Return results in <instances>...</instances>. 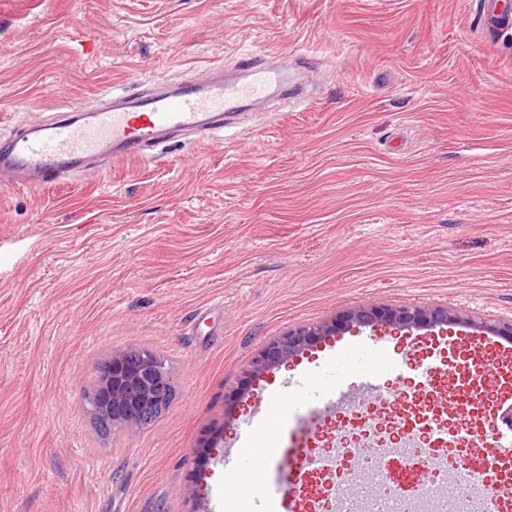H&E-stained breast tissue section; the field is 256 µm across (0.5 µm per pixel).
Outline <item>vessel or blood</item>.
Masks as SVG:
<instances>
[{"label":"vessel or blood","mask_w":512,"mask_h":512,"mask_svg":"<svg viewBox=\"0 0 512 512\" xmlns=\"http://www.w3.org/2000/svg\"><path fill=\"white\" fill-rule=\"evenodd\" d=\"M476 9L488 33L505 36L512 32V0H476ZM238 69L239 78H225L224 65L219 62L205 75H192L175 86L161 76L141 72L135 77L140 86L137 93L105 95L94 108L61 107L54 120L32 122L0 143V184L37 188L96 167L145 159L149 147L176 138L220 137L248 105L265 101L273 88H281L286 96L292 93L285 81L287 67L267 66L255 57L245 59ZM332 360L353 365L356 379L349 382L338 375L329 378L317 369L292 379L279 394L285 405L297 394L307 396V417L301 430V445L305 448L315 439L323 415L361 412L386 394L387 376L400 380L410 370L429 385L439 374L429 364L408 367L389 342L380 338L346 344L333 353ZM458 367L464 385L478 376L492 388L500 379L495 365L488 362L463 358ZM267 421V414H260L244 425L239 443L226 446L225 472L239 475L258 470V459L247 456L245 450L256 429ZM453 443L484 449L483 468L492 470L512 459V421L488 424L481 432L460 429ZM391 460L389 451H382L375 472L357 483L354 498L364 497L384 479Z\"/></svg>","instance_id":"b4317fda"}]
</instances>
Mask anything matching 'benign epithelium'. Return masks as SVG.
<instances>
[{"label": "benign epithelium", "mask_w": 512, "mask_h": 512, "mask_svg": "<svg viewBox=\"0 0 512 512\" xmlns=\"http://www.w3.org/2000/svg\"><path fill=\"white\" fill-rule=\"evenodd\" d=\"M454 326L512 340V317L485 320L442 306L367 304L342 311L318 326H297L274 338L254 358L251 374L286 364L317 340L353 329L383 328L398 334ZM174 392L172 370L163 358L149 349H134L112 354L85 400L94 422L103 424L108 418L114 429L139 428L150 421L154 407Z\"/></svg>", "instance_id": "obj_1"}]
</instances>
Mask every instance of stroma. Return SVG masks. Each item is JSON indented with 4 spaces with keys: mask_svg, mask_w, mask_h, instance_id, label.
Segmentation results:
<instances>
[{
    "mask_svg": "<svg viewBox=\"0 0 512 512\" xmlns=\"http://www.w3.org/2000/svg\"><path fill=\"white\" fill-rule=\"evenodd\" d=\"M244 54L319 79L225 140L0 188V512H232L283 475L225 473L223 444L338 342L251 374L271 339L369 303L512 316V38L471 0H0V140ZM453 334L512 368V341ZM139 347L171 406L101 435L84 395Z\"/></svg>",
    "mask_w": 512,
    "mask_h": 512,
    "instance_id": "obj_1",
    "label": "stroma"
}]
</instances>
